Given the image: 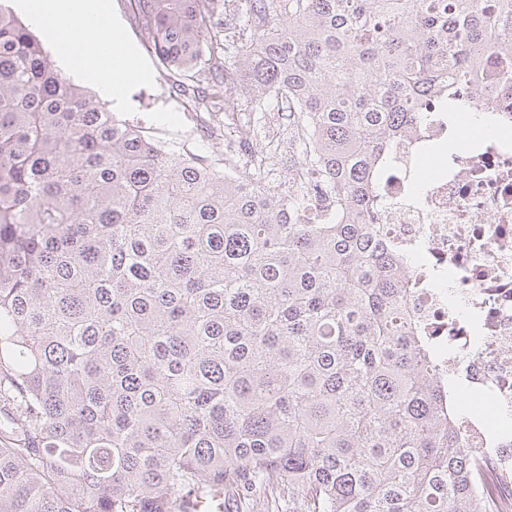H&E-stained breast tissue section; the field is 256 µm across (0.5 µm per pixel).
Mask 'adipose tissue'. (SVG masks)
I'll return each instance as SVG.
<instances>
[{
    "instance_id": "1",
    "label": "adipose tissue",
    "mask_w": 512,
    "mask_h": 512,
    "mask_svg": "<svg viewBox=\"0 0 512 512\" xmlns=\"http://www.w3.org/2000/svg\"><path fill=\"white\" fill-rule=\"evenodd\" d=\"M20 8L37 26L65 34L69 45H81L88 51L82 62L84 75L98 81L105 98H112L114 89L104 74L113 58L121 56L123 45L114 35L115 23L102 0H18Z\"/></svg>"
}]
</instances>
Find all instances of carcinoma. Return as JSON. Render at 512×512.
Instances as JSON below:
<instances>
[{
    "label": "carcinoma",
    "instance_id": "obj_1",
    "mask_svg": "<svg viewBox=\"0 0 512 512\" xmlns=\"http://www.w3.org/2000/svg\"><path fill=\"white\" fill-rule=\"evenodd\" d=\"M129 4L193 111L288 113L305 186L171 149L0 6V512H482L370 219L422 101L512 70V0Z\"/></svg>",
    "mask_w": 512,
    "mask_h": 512
}]
</instances>
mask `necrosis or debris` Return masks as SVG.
Listing matches in <instances>:
<instances>
[{"label": "necrosis or debris", "mask_w": 512, "mask_h": 512, "mask_svg": "<svg viewBox=\"0 0 512 512\" xmlns=\"http://www.w3.org/2000/svg\"><path fill=\"white\" fill-rule=\"evenodd\" d=\"M464 135L437 99L392 145L379 225L410 261L406 310L440 382L474 404L457 422L490 512H512V114Z\"/></svg>", "instance_id": "necrosis-or-debris-1"}]
</instances>
